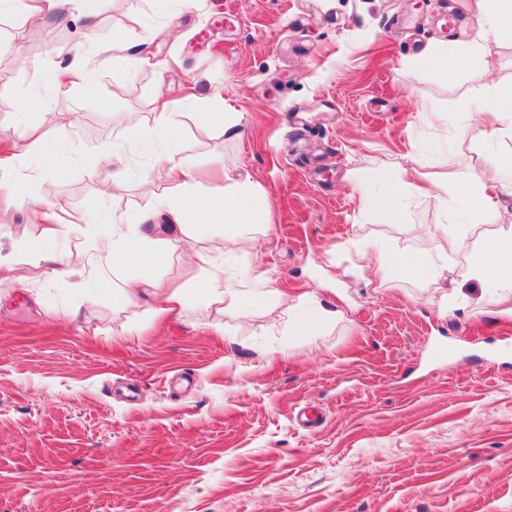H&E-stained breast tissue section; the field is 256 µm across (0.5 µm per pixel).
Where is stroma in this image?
<instances>
[{"instance_id":"stroma-1","label":"stroma","mask_w":512,"mask_h":512,"mask_svg":"<svg viewBox=\"0 0 512 512\" xmlns=\"http://www.w3.org/2000/svg\"><path fill=\"white\" fill-rule=\"evenodd\" d=\"M33 5L0 8V512H512V295L462 281L465 256L446 249L491 241L512 211L450 224L443 204L493 178L512 140L488 145L462 114L482 95L466 72L440 81L421 60L475 44L510 83L512 35L485 38L478 0H69L34 30ZM73 67L93 90L59 92L52 74ZM163 97L201 190L250 176L267 217L232 245L193 230L158 278L258 263L335 310L316 335L258 304L151 321L97 279L90 204L128 222L173 189L164 143L126 132H151ZM219 98L245 113L243 139L198 122ZM47 144L72 157L57 194L36 174ZM400 165L435 193L405 195L391 220L359 187ZM49 202L61 276L33 245ZM357 242L446 259L459 295L377 258L359 268ZM305 407L319 429L297 425Z\"/></svg>"}]
</instances>
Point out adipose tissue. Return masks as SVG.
<instances>
[{
	"instance_id": "1",
	"label": "adipose tissue",
	"mask_w": 512,
	"mask_h": 512,
	"mask_svg": "<svg viewBox=\"0 0 512 512\" xmlns=\"http://www.w3.org/2000/svg\"><path fill=\"white\" fill-rule=\"evenodd\" d=\"M476 54V47L466 45L448 54L426 56L425 61L439 78L467 70L483 90L481 110L486 140L512 139V122L502 121L505 114L512 112V83L486 82L485 70L475 63ZM172 172L177 190L161 197L156 205L157 212L165 218L164 223H154L153 216L147 214L134 224L113 225L110 233L95 240L90 262L100 273H120L117 284L120 306H142L162 316L183 308L191 295L202 305L219 304L226 309L246 300L264 305L278 303L282 292L276 281L265 275H253L248 264L238 268L230 280L215 273L197 280L189 295L159 282L157 270L182 246L190 229L202 224L232 228L262 224L267 216V209L254 193L250 180L229 178L222 187L202 193L196 188V171L192 165H175ZM455 248L465 251L468 257L465 277L503 290L512 288V224L499 225L495 241L469 248L459 242ZM383 255L387 267L405 277L434 282L443 275V264L430 255L396 248L384 249Z\"/></svg>"
}]
</instances>
